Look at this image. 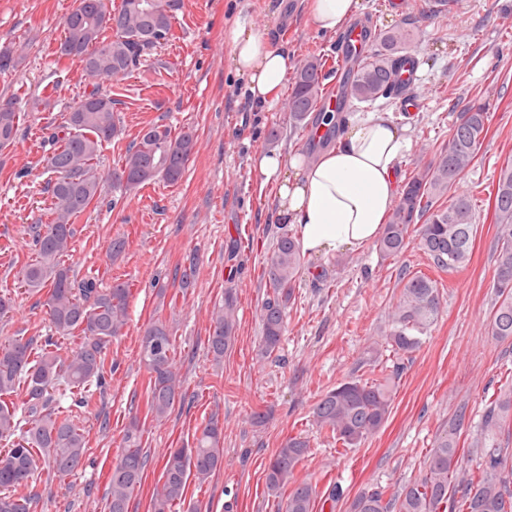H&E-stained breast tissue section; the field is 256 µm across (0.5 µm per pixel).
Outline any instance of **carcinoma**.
Masks as SVG:
<instances>
[{
    "instance_id": "cac0c4a2",
    "label": "carcinoma",
    "mask_w": 512,
    "mask_h": 512,
    "mask_svg": "<svg viewBox=\"0 0 512 512\" xmlns=\"http://www.w3.org/2000/svg\"><path fill=\"white\" fill-rule=\"evenodd\" d=\"M182 0H77L65 20L56 53L77 57L89 77L119 79L147 52L173 37ZM110 36H105L106 32ZM413 31L395 26L382 32L371 51L353 60L345 82L347 96L359 104L396 98L417 61L408 53ZM328 59L312 55L296 72L284 102L289 125L307 129L325 126L322 143L341 131L337 120L318 110L327 94ZM112 90L98 86L68 113L66 125L51 133L54 149L47 159L51 177L46 189L52 199L50 219L31 226L34 259L21 270V282L40 296L49 334L0 343V512H31L36 499L32 482L39 462L69 475L83 464L88 441L80 426L79 409L89 406L112 378L107 346L123 335L128 324L130 288L114 282L99 288L92 279L77 278L64 264L72 250L74 221L103 196L107 179L124 196L137 195L161 179L181 182L195 153L191 128L178 132L167 126H144L127 146L121 164L105 177L94 166L104 143L117 140ZM490 112L474 99L457 117L437 158L418 165L398 196L384 232L376 242L383 260L402 254L412 241L437 272L465 267L477 232L474 195L456 191L462 175L474 165L487 137ZM20 129L17 98L0 101V149L12 145ZM493 220L498 247L491 288L494 307L488 336L512 343V161L504 163L495 182ZM305 264L299 242L284 230L276 238L265 272L271 295L261 309V350L272 353L284 338L286 312L296 301L299 273ZM234 289L224 291V305L212 316L209 353L219 362L237 336ZM440 314L438 281L425 274L403 275L392 315L382 339L366 351L367 362L379 366L370 380L349 379L324 391L313 409L317 430L346 451L359 447L387 423L392 412L401 367L383 362L386 352L411 356L427 341ZM75 337L65 356L58 339ZM175 343L168 325L151 321L143 331L140 361L149 373L146 416L166 420L184 401L182 380L175 367ZM467 419V405L458 406L455 427L442 431L426 454L417 475L402 484H370L357 492L348 512H512V382L499 387L485 406L471 447H458L457 428ZM139 423L127 432V445L112 463L107 493L108 512H129L140 488L148 458L137 442ZM310 441L301 433L286 438L270 457L266 486L288 488L281 512H335L337 486L321 492L298 478L309 455ZM224 465V431L212 414L197 427L190 447L171 448L163 457L161 475L151 497V512H176L186 501L189 480L202 483Z\"/></svg>"
}]
</instances>
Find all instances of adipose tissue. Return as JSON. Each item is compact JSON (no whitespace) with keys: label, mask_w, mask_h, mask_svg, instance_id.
Instances as JSON below:
<instances>
[{"label":"adipose tissue","mask_w":512,"mask_h":512,"mask_svg":"<svg viewBox=\"0 0 512 512\" xmlns=\"http://www.w3.org/2000/svg\"><path fill=\"white\" fill-rule=\"evenodd\" d=\"M359 0H310L314 26L325 33L345 30ZM226 42L237 73L254 103L272 108L274 94L294 67L292 57L269 47L262 30L236 20ZM410 147L406 126L392 113L370 112L348 118L336 144L315 155H262L258 168L276 186L280 223L295 225L301 248L311 256L359 250L384 231L397 192L398 162Z\"/></svg>","instance_id":"1"}]
</instances>
